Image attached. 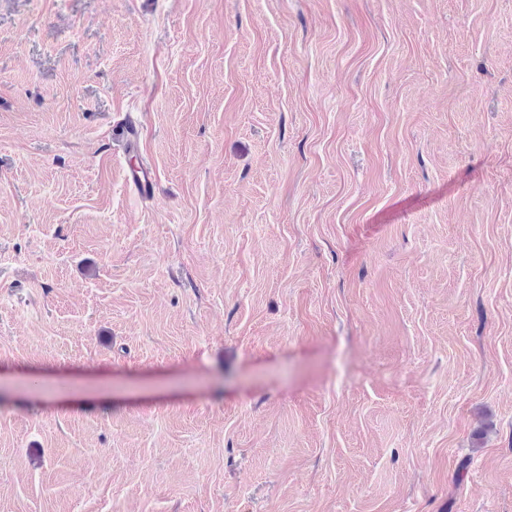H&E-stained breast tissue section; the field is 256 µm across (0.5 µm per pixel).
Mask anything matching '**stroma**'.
<instances>
[{"label":"stroma","instance_id":"stroma-1","mask_svg":"<svg viewBox=\"0 0 512 512\" xmlns=\"http://www.w3.org/2000/svg\"><path fill=\"white\" fill-rule=\"evenodd\" d=\"M0 512H512V0H0ZM153 172L145 162L130 164L127 172L128 181L134 186L138 194L148 196L153 189Z\"/></svg>","mask_w":512,"mask_h":512}]
</instances>
